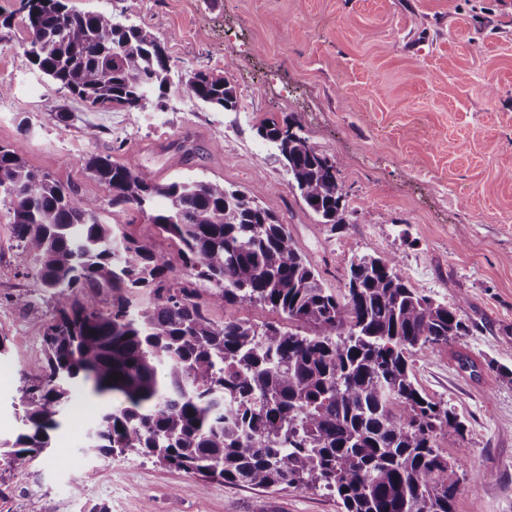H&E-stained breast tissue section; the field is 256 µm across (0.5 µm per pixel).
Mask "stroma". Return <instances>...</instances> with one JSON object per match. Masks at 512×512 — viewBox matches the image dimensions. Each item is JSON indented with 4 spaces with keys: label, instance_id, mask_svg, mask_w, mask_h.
<instances>
[{
    "label": "stroma",
    "instance_id": "35a3bbf8",
    "mask_svg": "<svg viewBox=\"0 0 512 512\" xmlns=\"http://www.w3.org/2000/svg\"><path fill=\"white\" fill-rule=\"evenodd\" d=\"M151 31L173 63L175 92L137 115L86 109L31 64L22 0H0V145L105 205L106 223L175 245L148 217L109 206L85 168L109 154L163 182L216 180L274 200L325 287L339 290L359 255L396 258L404 280L437 302L463 304L471 329L416 354L418 387L454 410L465 435L438 445L458 470L456 512H512V0H70ZM235 85V110L184 90L192 71ZM65 109L70 124L53 119ZM291 119L340 165L346 223L332 228L292 187L278 152L256 133ZM0 203V439L19 429L22 389L43 358L54 317L32 257ZM27 295L30 308L14 299ZM468 356L475 370L462 368ZM75 388L49 455L22 474L0 463V512H341L325 491L252 488L134 455L82 454L107 406Z\"/></svg>",
    "mask_w": 512,
    "mask_h": 512
}]
</instances>
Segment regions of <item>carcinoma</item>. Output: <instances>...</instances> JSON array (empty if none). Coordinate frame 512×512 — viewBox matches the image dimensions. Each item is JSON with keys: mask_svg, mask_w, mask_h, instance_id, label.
Masks as SVG:
<instances>
[{"mask_svg": "<svg viewBox=\"0 0 512 512\" xmlns=\"http://www.w3.org/2000/svg\"><path fill=\"white\" fill-rule=\"evenodd\" d=\"M24 9L32 65L86 108L136 113L145 91L165 98L172 63L153 33L68 0H25ZM186 90L217 109L237 105V88L203 71ZM291 126L262 123L257 134L276 145L319 223L340 227V168L286 134ZM86 168L110 206L147 214L175 242L183 276L153 239L118 236L97 200L30 166L23 148L0 146V201L56 305L42 380L25 388L20 432L0 440L1 462L24 473L48 453L83 382L124 400L101 415L82 448L89 458L133 454L222 482L325 489L342 512H455L461 463L437 437H462L466 425L418 389L412 357L469 331L462 306L410 287L394 259L368 255L332 293L272 201L260 206L216 181L161 182L110 155L91 156ZM100 289L112 298L106 311ZM142 291L149 300L136 306ZM210 302L260 304L288 326L218 323Z\"/></svg>", "mask_w": 512, "mask_h": 512, "instance_id": "obj_1", "label": "carcinoma"}]
</instances>
